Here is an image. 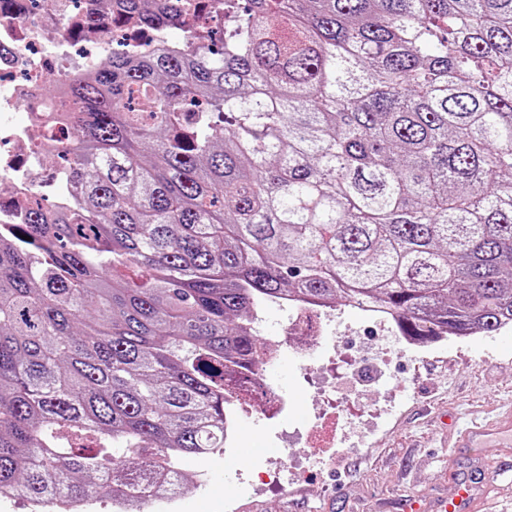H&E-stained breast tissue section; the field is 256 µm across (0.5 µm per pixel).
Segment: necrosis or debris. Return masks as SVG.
I'll return each instance as SVG.
<instances>
[{
    "mask_svg": "<svg viewBox=\"0 0 512 512\" xmlns=\"http://www.w3.org/2000/svg\"><path fill=\"white\" fill-rule=\"evenodd\" d=\"M139 42L137 28L115 0H0V223L18 221L31 201L49 198L59 185L57 138L72 135L71 120L80 106L68 97V85L83 80L112 50L114 37ZM54 93H47V86ZM27 122H19L18 111ZM286 317L280 339L266 342L267 356L252 366L256 392L242 393L230 406L225 444L236 439V415H260L282 425L286 446L301 445L298 432L287 430L291 403L267 382L270 352L286 347L300 363V375L321 388L331 366L313 369L314 357L325 356L336 342L338 312L333 306L312 307L295 298L282 300Z\"/></svg>",
    "mask_w": 512,
    "mask_h": 512,
    "instance_id": "1",
    "label": "necrosis or debris"
}]
</instances>
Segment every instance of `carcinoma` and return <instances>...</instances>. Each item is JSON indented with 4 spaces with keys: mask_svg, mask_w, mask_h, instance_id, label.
<instances>
[{
    "mask_svg": "<svg viewBox=\"0 0 512 512\" xmlns=\"http://www.w3.org/2000/svg\"><path fill=\"white\" fill-rule=\"evenodd\" d=\"M218 2L123 0L69 203L0 225V498L193 482L282 295L512 324V0Z\"/></svg>",
    "mask_w": 512,
    "mask_h": 512,
    "instance_id": "1",
    "label": "carcinoma"
}]
</instances>
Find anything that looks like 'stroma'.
<instances>
[{"label":"stroma","mask_w":512,"mask_h":512,"mask_svg":"<svg viewBox=\"0 0 512 512\" xmlns=\"http://www.w3.org/2000/svg\"><path fill=\"white\" fill-rule=\"evenodd\" d=\"M384 343L395 383L355 388L345 381V369L337 368L341 406L335 421L317 431L319 451L293 463L294 449L276 445L278 426L243 419L227 453L176 459L179 469L200 480L154 512H400L403 495L451 494L450 473L473 471L475 458L470 450L448 452L445 424L491 415L512 403V325L490 335L449 337L430 354L405 352L393 336ZM266 376L291 401L292 416L303 418L314 391L301 384L291 357L278 352ZM388 396L392 411L363 446L331 445L332 432L347 431L350 416ZM270 458L288 467L289 475L282 485L256 491Z\"/></svg>","instance_id":"35a3bbf8"}]
</instances>
